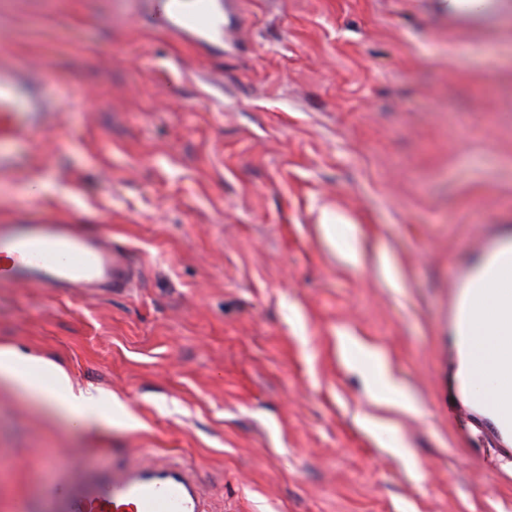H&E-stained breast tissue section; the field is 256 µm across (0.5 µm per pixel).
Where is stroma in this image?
I'll return each instance as SVG.
<instances>
[{"label": "stroma", "instance_id": "stroma-1", "mask_svg": "<svg viewBox=\"0 0 512 512\" xmlns=\"http://www.w3.org/2000/svg\"><path fill=\"white\" fill-rule=\"evenodd\" d=\"M241 38L176 42L147 0H0V62L54 106L0 138V225L36 196L137 280L0 288V342L120 402L83 426L1 384L0 512L132 456L196 466L223 512H512L448 334L512 230V0H248Z\"/></svg>", "mask_w": 512, "mask_h": 512}]
</instances>
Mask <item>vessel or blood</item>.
I'll list each match as a JSON object with an SVG mask.
<instances>
[{"label":"vessel or blood","instance_id":"b4317fda","mask_svg":"<svg viewBox=\"0 0 512 512\" xmlns=\"http://www.w3.org/2000/svg\"><path fill=\"white\" fill-rule=\"evenodd\" d=\"M153 23L168 35L206 45L231 36L245 0H151ZM20 78L0 71V135L30 137L31 125L11 107ZM0 286L29 285L86 296L120 294L133 272L106 233L86 235L74 225L25 218L0 228ZM52 512H222L193 465L173 458H135L110 468L75 473L56 494Z\"/></svg>","mask_w":512,"mask_h":512}]
</instances>
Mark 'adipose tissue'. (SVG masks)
Segmentation results:
<instances>
[{
	"label": "adipose tissue",
	"mask_w": 512,
	"mask_h": 512,
	"mask_svg": "<svg viewBox=\"0 0 512 512\" xmlns=\"http://www.w3.org/2000/svg\"><path fill=\"white\" fill-rule=\"evenodd\" d=\"M480 303L483 314L474 320L457 317L452 325L456 351L455 382L475 411L512 441V400L499 401L505 377H512V351L497 348V338L512 335V233L479 257L462 291L460 306ZM52 372L45 385L43 372ZM28 390L55 412L70 415L84 425L105 416L110 403L90 388H74L67 373L50 367L42 358L21 354L14 346L0 345V382Z\"/></svg>",
	"instance_id": "adipose-tissue-1"
}]
</instances>
